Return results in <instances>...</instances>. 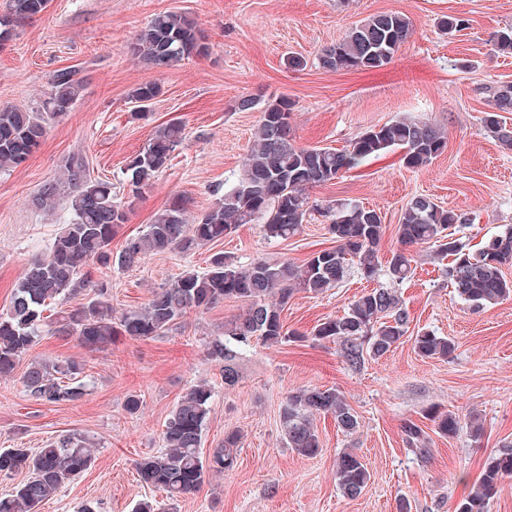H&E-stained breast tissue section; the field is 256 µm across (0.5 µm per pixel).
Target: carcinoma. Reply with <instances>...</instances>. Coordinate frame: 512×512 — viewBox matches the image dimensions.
Here are the masks:
<instances>
[{
    "label": "carcinoma",
    "instance_id": "carcinoma-1",
    "mask_svg": "<svg viewBox=\"0 0 512 512\" xmlns=\"http://www.w3.org/2000/svg\"><path fill=\"white\" fill-rule=\"evenodd\" d=\"M47 0H9L8 15L0 18V42L11 36V27L45 10ZM412 32L410 19L399 12H380L351 27L335 44L324 49L319 65L329 71L372 70L392 60ZM492 41L497 52L512 54V27L497 32ZM205 50L196 23L180 12L154 17L140 30L132 54L152 67L170 55L177 63ZM84 80L70 67L55 71L51 93L43 111L0 107V169L25 163L48 133L49 122L73 111ZM493 111L485 113L483 127L499 146L512 150V125L504 114L512 112V83L490 87ZM161 93L156 83L136 87L132 99L147 107ZM261 106L254 143L242 170L223 196L209 209L190 220L184 203L175 199L158 212L142 233L128 239L118 263L130 266L148 255L167 250L191 251L217 244L242 224H263L269 240L295 236L311 211L308 191L330 183L372 157L401 150L402 164L411 171L430 165L447 147V136L438 126L425 121L400 118L370 127L343 149L296 145L292 138L277 133L276 126L292 103L285 96L262 102L243 97L236 103L241 112ZM184 140V125L170 121L157 127L148 142L128 160L125 175L133 194L151 187L171 161ZM69 189L71 219L55 236L48 251L31 262L15 283L6 312L0 314V377L13 374L20 359L47 326L44 312L54 301L87 289L93 296L86 305L63 317L57 331L76 337L90 350L112 344L118 337L148 339L163 334L191 309H207L228 298L244 301V314L224 324V339L208 347L211 360L222 364L224 384L238 382L237 360L252 340L279 344L305 335L284 331L281 307L291 295L302 290L322 294L337 287L347 269L357 265L364 279L375 277L383 265L390 279L399 284L411 277L413 258L407 248L425 243L438 244V253L452 258L448 281L458 296L475 309L495 306L512 297V226L487 239L475 250L454 237L450 228L465 218L437 204L426 195L410 200L402 211L397 236L400 248L379 259L385 234L381 213L356 202L329 204L323 216L336 246L313 253L296 267L288 262L254 260L233 263L218 251L204 272H187L156 289L140 309L129 310L112 321V307L106 300L108 287L95 277L98 266L109 264L111 245L118 228L126 223L131 202L112 191V183L92 180L81 157L64 165L62 178L44 184L33 197L34 206L55 213L61 186ZM409 315L400 305L393 288H372L354 298L342 314L327 317L310 331L316 342H333L352 368L365 357L380 358L408 333ZM414 349L425 359L447 358L456 350L449 336L421 329L413 336ZM82 364L68 360H39L29 363L22 377L26 395L34 402L67 404L81 401L87 389L80 379ZM212 388L191 386L167 418L162 432L164 448L137 463L141 485L165 493V500H143L135 512H172L179 498L197 492L206 476L223 473L237 464L241 434L224 433V441L208 456L201 452L202 437L209 415ZM331 416L338 429L353 434L359 420L343 394L336 389L306 388L291 391L280 408V423L286 444L296 453L314 457L322 444L313 419ZM428 420L435 432L451 436L459 419L451 412L432 409ZM406 444L423 451L427 437L414 423L403 427ZM95 461L93 450L73 434L60 435L43 447L7 448L0 451V476L18 473L25 478L12 492L0 497V512H40L41 504L66 483L87 472ZM336 484L348 498L359 496L371 475L363 458L353 451L336 457ZM512 477V446L488 457L472 489L456 504L454 512H489V504L505 479Z\"/></svg>",
    "mask_w": 512,
    "mask_h": 512
}]
</instances>
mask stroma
<instances>
[{"instance_id":"obj_1","label":"stroma","mask_w":512,"mask_h":512,"mask_svg":"<svg viewBox=\"0 0 512 512\" xmlns=\"http://www.w3.org/2000/svg\"><path fill=\"white\" fill-rule=\"evenodd\" d=\"M167 11L194 19L206 50L158 70L135 58L131 44ZM388 11L405 14L413 25L388 65L340 72L319 66L324 47ZM444 16L466 19L468 26L441 34L437 21ZM507 26L512 0H49L45 12L18 24L0 48V105L39 110L53 73L64 67L79 70L84 90L72 112L51 122L23 165L0 171V312L8 309L25 268L71 218L67 204L49 216L31 202L69 157H83L91 177L112 181L119 195L134 198L112 242L113 253H120L126 239L172 200L182 199L194 217L223 195L258 124V112L234 108L249 95L288 97L292 136L301 146L341 149L365 129L400 117L437 124L448 144L426 168L409 171L391 151L311 189L309 197L319 208L346 199L380 212L384 255L398 245L403 208L421 194L464 215L460 237L481 245L512 225V151L488 137L482 124L493 106L488 85L512 82V55L496 53L492 44L494 33ZM291 56L303 57L305 66L289 68ZM147 82L158 83L162 93L141 116L131 92ZM172 120L183 123L184 143L153 187L133 196L124 174L128 158ZM334 244L318 210L288 240H268L261 224H243L225 237L222 249L242 264L262 258L299 266ZM213 252L208 245L187 254L172 250L129 267L104 268L113 317L143 306L155 289L183 273L205 271ZM411 253L414 273L397 285L398 297L411 330L455 339L448 359L419 357L406 337L356 370L333 343L256 340L239 358L238 383L228 386L207 345L245 312L238 299L190 312L160 336L122 337L94 351L74 336L46 332L11 376L0 377V448H38L61 434L79 435L94 448L95 462L41 512H79L86 504L95 512H133L140 500L161 497L138 482L135 462L161 449L163 426L181 396L205 382L213 396L202 449L211 451L225 432L240 431L238 463L207 476L199 492L177 502L176 512H400L404 504L409 512H454L484 461L512 445V299L474 309L449 287L446 263L433 245ZM371 287L350 270L325 293L296 292L281 320L287 331H311ZM57 357L83 364L87 395L74 405L29 400L22 385L27 366ZM307 387L338 389L360 422L347 435L331 417L316 416L323 451L310 458L287 447L279 417L288 392ZM132 395L141 401L133 415L125 409ZM433 406L458 417L455 435L435 433L426 417ZM474 417L483 425L478 438L470 431ZM408 422L426 432L429 454L404 443ZM350 448L371 474L354 499L343 496L334 477L337 454Z\"/></svg>"}]
</instances>
